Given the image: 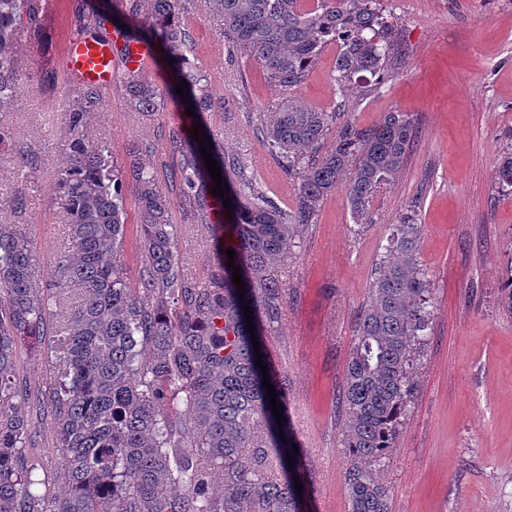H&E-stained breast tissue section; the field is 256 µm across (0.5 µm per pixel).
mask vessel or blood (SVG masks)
<instances>
[{"instance_id": "b4317fda", "label": "vessel or blood", "mask_w": 512, "mask_h": 512, "mask_svg": "<svg viewBox=\"0 0 512 512\" xmlns=\"http://www.w3.org/2000/svg\"><path fill=\"white\" fill-rule=\"evenodd\" d=\"M65 83H87L111 90L121 70L144 69L153 59L148 43L130 39L121 30L97 37H77L65 46Z\"/></svg>"}]
</instances>
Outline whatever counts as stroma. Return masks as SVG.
Wrapping results in <instances>:
<instances>
[{"mask_svg": "<svg viewBox=\"0 0 512 512\" xmlns=\"http://www.w3.org/2000/svg\"><path fill=\"white\" fill-rule=\"evenodd\" d=\"M399 31L401 54L381 91L355 97L347 120L369 127L383 113H408L417 127L403 170L375 201L373 222L354 224L345 193L322 203L316 224L296 239L275 271L295 295L264 337L268 355L291 385L288 417L315 478L306 512H348L341 448L339 394L357 318L375 265L408 208L421 226L419 259L435 288L432 334L413 374L410 413L396 446L377 472L392 492V512H512V313L498 291L512 262V193L496 182L505 139L512 134V0H380ZM193 33L189 58L210 74L204 125L225 155L241 157L245 173L276 204L292 207L297 184L259 148L254 132L286 100L332 111L336 46H328L291 93L256 63L228 59L224 22L209 0H193L184 16ZM71 0H55L39 38L20 37L21 84L0 110L8 140L0 147V192L27 205L0 220L20 225L43 279L68 252L69 228L54 179L68 149L69 102L49 84L65 73L66 42L76 37ZM172 111L148 115L129 107L115 83L89 130L110 142L115 158L131 143L165 145L159 128ZM37 166L16 174L15 151ZM184 272L206 280L212 247L204 229L178 225ZM50 349L20 346L21 379L34 388L54 380Z\"/></svg>", "mask_w": 512, "mask_h": 512, "instance_id": "35a3bbf8", "label": "stroma"}]
</instances>
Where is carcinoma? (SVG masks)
<instances>
[{"label":"carcinoma","instance_id":"cac0c4a2","mask_svg":"<svg viewBox=\"0 0 512 512\" xmlns=\"http://www.w3.org/2000/svg\"><path fill=\"white\" fill-rule=\"evenodd\" d=\"M108 15L74 0L80 34L99 35L103 23L132 25L134 38L161 48L174 84L158 90L139 72L123 73L127 102L152 113L166 100L195 116L208 109L207 75L187 57L190 30L182 18L190 0H115ZM224 20L227 55L243 53L271 82L299 87L324 49L337 47L340 91L385 81L400 37L385 21L379 0H213ZM43 0H0V108L18 89L14 51L19 33L40 35ZM188 83L186 100L175 84ZM93 87L73 90L66 112L68 161L54 188L64 199L72 253L37 282L34 253L15 224H0V512H303L294 481L312 485V465L293 450L287 417L288 380L262 357V342L277 322L288 286L269 266L288 256L295 238L317 223L322 201L345 191L355 224L372 223L383 185L404 166L416 137L405 112H386L370 127L336 122V113L283 104L257 129L278 163L298 179L293 208L279 209L244 174L239 159L212 147L218 167L239 177L230 197V222L213 224L216 196L200 143L181 127H160L168 157L137 142L116 160L107 142L89 135L90 113L102 103ZM334 134L331 150L322 141ZM16 173L37 166L17 151ZM496 178L512 192V145ZM166 181L173 197L159 190ZM142 227L144 262L131 282L120 261L126 191ZM199 224L213 241L205 282L185 277L174 210ZM415 207L395 225L375 268L369 302L358 317L344 369L343 480L349 512H391V492L376 476L395 447L408 413L419 349L431 336L433 283L418 256ZM235 251L244 297L233 283L227 249ZM78 291L80 304L54 335V385L33 391L20 379L18 346L50 335V306ZM250 304L247 324L244 304ZM255 326L250 333L249 326ZM270 375L276 422L263 374ZM52 421L50 443L65 459L44 465L34 449L32 422ZM292 456L287 461L286 456Z\"/></svg>","mask_w":512,"mask_h":512}]
</instances>
